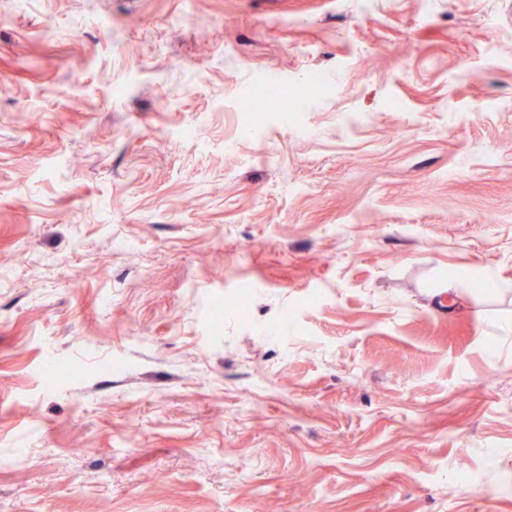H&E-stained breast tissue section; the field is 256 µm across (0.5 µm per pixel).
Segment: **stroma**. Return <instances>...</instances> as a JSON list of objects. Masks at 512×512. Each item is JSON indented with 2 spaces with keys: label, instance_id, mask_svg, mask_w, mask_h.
I'll list each match as a JSON object with an SVG mask.
<instances>
[{
  "label": "stroma",
  "instance_id": "1",
  "mask_svg": "<svg viewBox=\"0 0 512 512\" xmlns=\"http://www.w3.org/2000/svg\"><path fill=\"white\" fill-rule=\"evenodd\" d=\"M0 512H512V0H0Z\"/></svg>",
  "mask_w": 512,
  "mask_h": 512
}]
</instances>
